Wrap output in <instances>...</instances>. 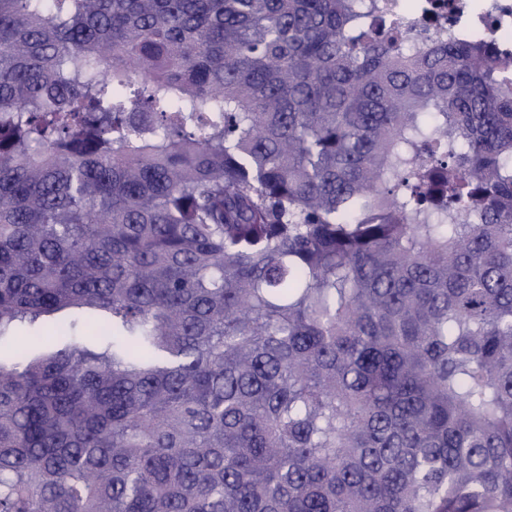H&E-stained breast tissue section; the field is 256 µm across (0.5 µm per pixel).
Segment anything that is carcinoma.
Listing matches in <instances>:
<instances>
[{"mask_svg": "<svg viewBox=\"0 0 512 512\" xmlns=\"http://www.w3.org/2000/svg\"><path fill=\"white\" fill-rule=\"evenodd\" d=\"M375 0H0V512H512V78Z\"/></svg>", "mask_w": 512, "mask_h": 512, "instance_id": "carcinoma-1", "label": "carcinoma"}]
</instances>
